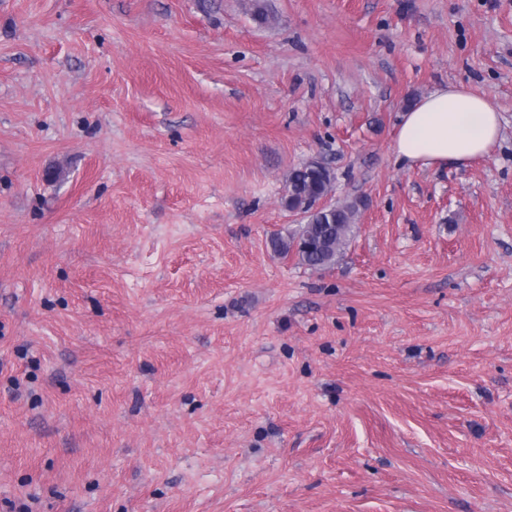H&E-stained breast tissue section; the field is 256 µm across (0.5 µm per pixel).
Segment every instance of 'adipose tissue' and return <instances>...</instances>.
Wrapping results in <instances>:
<instances>
[{
  "mask_svg": "<svg viewBox=\"0 0 512 512\" xmlns=\"http://www.w3.org/2000/svg\"><path fill=\"white\" fill-rule=\"evenodd\" d=\"M500 125L491 99L462 85L436 88L402 112L395 161L408 168L467 163L491 150Z\"/></svg>",
  "mask_w": 512,
  "mask_h": 512,
  "instance_id": "obj_1",
  "label": "adipose tissue"
}]
</instances>
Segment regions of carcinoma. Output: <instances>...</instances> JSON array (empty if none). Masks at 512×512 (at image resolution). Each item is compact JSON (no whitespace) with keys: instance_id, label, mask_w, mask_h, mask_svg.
<instances>
[{"instance_id":"obj_1","label":"carcinoma","mask_w":512,"mask_h":512,"mask_svg":"<svg viewBox=\"0 0 512 512\" xmlns=\"http://www.w3.org/2000/svg\"><path fill=\"white\" fill-rule=\"evenodd\" d=\"M333 177L329 168L312 170L303 166L287 176L284 206L306 214V223L287 236L279 233L270 239L272 251L286 257L293 252L301 264L318 270L331 268L347 245L357 217V204H331L313 211L314 203L331 191Z\"/></svg>"}]
</instances>
